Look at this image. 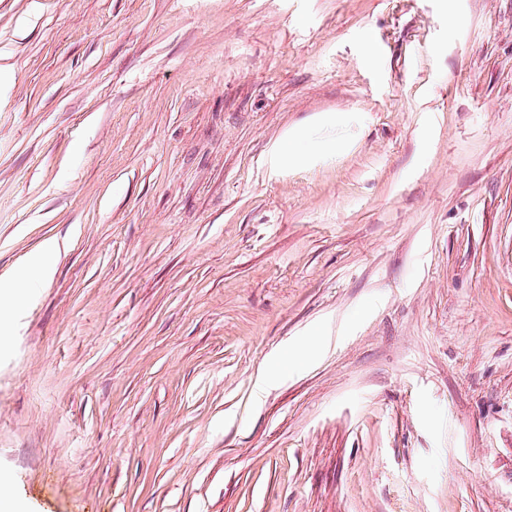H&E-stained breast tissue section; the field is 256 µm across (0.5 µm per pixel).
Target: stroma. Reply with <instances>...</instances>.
I'll return each mask as SVG.
<instances>
[{"mask_svg":"<svg viewBox=\"0 0 512 512\" xmlns=\"http://www.w3.org/2000/svg\"><path fill=\"white\" fill-rule=\"evenodd\" d=\"M20 278L26 512H512V0H0Z\"/></svg>","mask_w":512,"mask_h":512,"instance_id":"obj_1","label":"stroma"}]
</instances>
